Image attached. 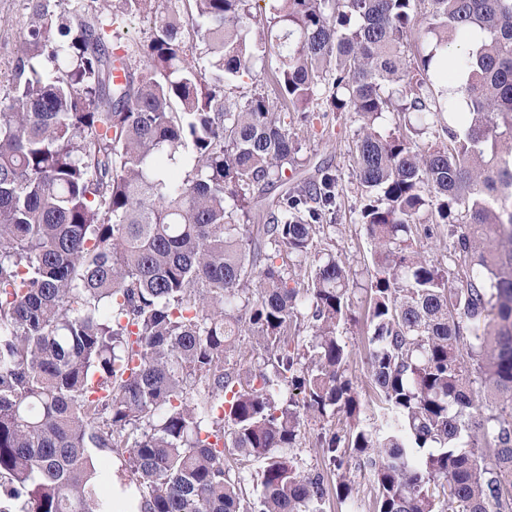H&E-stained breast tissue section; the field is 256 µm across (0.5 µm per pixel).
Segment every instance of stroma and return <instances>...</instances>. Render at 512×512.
Listing matches in <instances>:
<instances>
[{"mask_svg":"<svg viewBox=\"0 0 512 512\" xmlns=\"http://www.w3.org/2000/svg\"><path fill=\"white\" fill-rule=\"evenodd\" d=\"M28 14L21 0H0V72L9 73L17 55L20 38L27 26ZM360 126L352 113L331 112L326 118L316 119L313 127L295 126L301 143L299 153V179H312L320 167H331L339 183L341 208L333 226L325 228L318 239V251L344 258L354 275L356 286L351 294L352 308L359 316V323H343L338 335L352 352L347 375L352 380L360 401L356 422L369 427L376 423L379 410L369 387L365 346L367 327L361 318L367 306L366 286L373 270L374 247L363 225L356 222L360 205V191L354 171L350 146ZM321 430L319 419L303 416L301 444L295 453L302 467L324 474L328 482L336 477L316 445Z\"/></svg>","mask_w":512,"mask_h":512,"instance_id":"stroma-1","label":"stroma"}]
</instances>
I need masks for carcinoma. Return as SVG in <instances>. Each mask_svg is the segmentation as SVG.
I'll list each match as a JSON object with an SVG mask.
<instances>
[{
    "label": "carcinoma",
    "instance_id": "1",
    "mask_svg": "<svg viewBox=\"0 0 512 512\" xmlns=\"http://www.w3.org/2000/svg\"><path fill=\"white\" fill-rule=\"evenodd\" d=\"M155 1L135 71L99 18L25 0L0 95V512H111L93 448L127 453L140 512H324L354 499L349 448L374 512H512V0H271L265 19L252 0H118L109 26ZM416 28L484 34L454 59L465 107L434 88V52L403 59ZM272 54L271 90L233 96ZM320 104L361 122L375 245L379 424L342 431L354 279L331 254L304 267L338 178L296 179L292 135ZM421 224L451 228L456 275L414 250ZM303 413L327 421L331 487L291 455ZM228 453L262 463L255 499Z\"/></svg>",
    "mask_w": 512,
    "mask_h": 512
}]
</instances>
